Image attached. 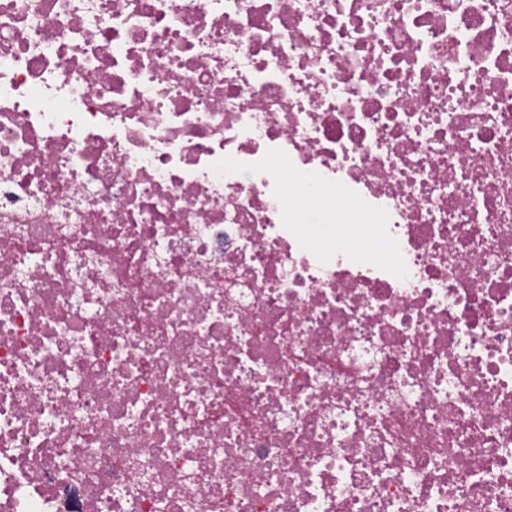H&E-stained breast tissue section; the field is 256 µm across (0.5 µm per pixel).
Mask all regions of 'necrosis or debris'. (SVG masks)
Returning a JSON list of instances; mask_svg holds the SVG:
<instances>
[{
    "instance_id": "obj_1",
    "label": "necrosis or debris",
    "mask_w": 512,
    "mask_h": 512,
    "mask_svg": "<svg viewBox=\"0 0 512 512\" xmlns=\"http://www.w3.org/2000/svg\"><path fill=\"white\" fill-rule=\"evenodd\" d=\"M0 512H512V0H0Z\"/></svg>"
}]
</instances>
